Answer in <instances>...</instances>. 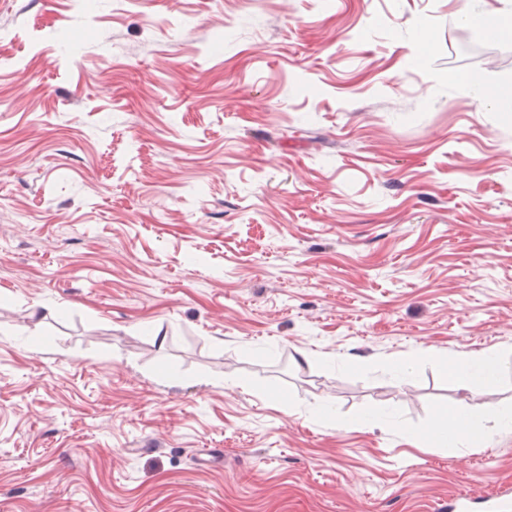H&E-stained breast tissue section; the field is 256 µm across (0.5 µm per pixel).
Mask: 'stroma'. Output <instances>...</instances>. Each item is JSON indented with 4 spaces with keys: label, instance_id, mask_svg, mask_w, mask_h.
Instances as JSON below:
<instances>
[{
    "label": "stroma",
    "instance_id": "1",
    "mask_svg": "<svg viewBox=\"0 0 512 512\" xmlns=\"http://www.w3.org/2000/svg\"><path fill=\"white\" fill-rule=\"evenodd\" d=\"M467 14L512 0H0V512L512 488V431L433 437L512 410V36ZM461 389L475 382L493 384L498 378V355L495 352L460 353L451 362Z\"/></svg>",
    "mask_w": 512,
    "mask_h": 512
}]
</instances>
